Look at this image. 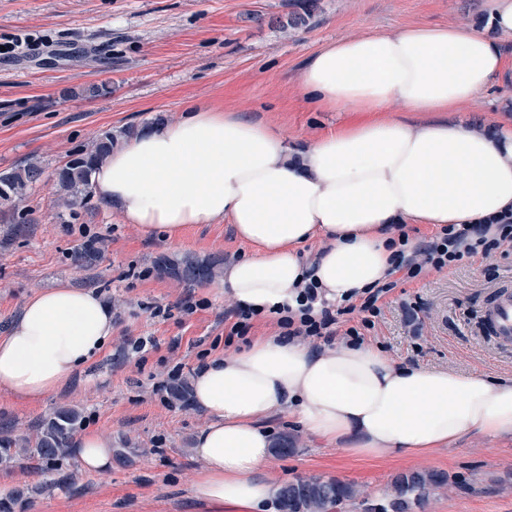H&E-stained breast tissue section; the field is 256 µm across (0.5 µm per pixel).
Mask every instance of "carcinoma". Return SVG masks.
I'll return each instance as SVG.
<instances>
[{"instance_id":"carcinoma-1","label":"carcinoma","mask_w":512,"mask_h":512,"mask_svg":"<svg viewBox=\"0 0 512 512\" xmlns=\"http://www.w3.org/2000/svg\"><path fill=\"white\" fill-rule=\"evenodd\" d=\"M118 144V135L105 130L89 145L73 148L66 161L56 169V184L60 189L58 201L65 209L88 200L92 195V175ZM44 173L37 162L0 173V204L14 207L22 201L27 191L36 185ZM98 239L90 237L73 252L72 262L83 261L97 251ZM218 263L210 259L185 257L170 259L162 256L155 262V270L161 275L183 281L211 280L217 275ZM79 418L78 410L63 407L34 438L13 441L0 439V462H7L18 455L37 456L54 460L67 454L71 445V431ZM448 477L434 472H413L397 476L391 490L380 501L381 512H410L425 501L431 492L446 484ZM282 512H334L335 509L355 501L352 485L337 480L320 478L301 479L278 490Z\"/></svg>"}]
</instances>
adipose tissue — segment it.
<instances>
[{"instance_id": "obj_1", "label": "adipose tissue", "mask_w": 512, "mask_h": 512, "mask_svg": "<svg viewBox=\"0 0 512 512\" xmlns=\"http://www.w3.org/2000/svg\"><path fill=\"white\" fill-rule=\"evenodd\" d=\"M512 0H491L486 30L469 23L371 31L308 60L301 89L328 112H374L292 148L268 125L203 108L156 125L96 169L92 190L144 235L176 244L186 225L226 221L251 248L224 267L221 292L267 314L294 305L314 280L328 301L384 281L393 224H476L512 212V123L480 131L459 122L411 124L403 112H451L477 103L505 68ZM323 247L313 264L299 249ZM112 335V311L88 289L36 293L0 336V386L38 402L84 371ZM193 403L208 422L196 437L206 462L196 498L256 512L271 486L266 418L289 415L354 455H428L478 432L512 437V383L483 374L401 366L367 345L259 336L243 352L207 360ZM81 469L112 467L99 431L75 440Z\"/></svg>"}]
</instances>
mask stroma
<instances>
[{
	"instance_id": "stroma-1",
	"label": "stroma",
	"mask_w": 512,
	"mask_h": 512,
	"mask_svg": "<svg viewBox=\"0 0 512 512\" xmlns=\"http://www.w3.org/2000/svg\"><path fill=\"white\" fill-rule=\"evenodd\" d=\"M299 0H0V43L31 37L33 47L0 58V172L36 160L39 183L17 208L0 206V334L33 294L61 283L99 293L112 309V337L84 372L42 401L30 403L0 387V437H34L61 407L82 414L81 424L112 440V470L81 472L75 455L55 464L18 456L0 464V497L22 493L27 512H227L226 504L193 496L204 468L194 442L206 417L193 405L163 403L154 394L175 364L192 379L205 349L224 347L227 296L160 276L158 256L187 254L228 262L249 254L227 222L189 225L177 247L143 236L99 199L57 204L53 173L74 147L105 130L137 131L180 121L200 107L232 111L279 132L301 147L337 128L374 120L371 112H323L301 93L308 58L328 43L371 29L469 23L483 27L490 0H318L305 24L288 25ZM508 67L493 92L456 112H409L406 120L465 121L484 129L512 120V36L501 39ZM111 81L112 91L86 96ZM28 223L16 234L17 214ZM98 238V253L76 267L79 227ZM148 278H139V271ZM512 285V248L490 266L462 265L393 290L384 315L365 344L397 364L424 365L512 379V347L498 346L480 330L483 308ZM208 298L209 309L180 312L185 297ZM170 309L167 317L155 308ZM152 336L158 350L145 359L125 353V339ZM273 451L259 476L273 487L308 478L352 484L360 503L383 497L402 473L444 472L412 512H512V437L464 434L452 446L425 456L360 458L329 446L294 420L272 421Z\"/></svg>"
}]
</instances>
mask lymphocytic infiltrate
<instances>
[{"mask_svg": "<svg viewBox=\"0 0 512 512\" xmlns=\"http://www.w3.org/2000/svg\"><path fill=\"white\" fill-rule=\"evenodd\" d=\"M390 239L393 278L363 289L359 298L338 303L324 301L315 283L300 286L297 311L277 315L280 335L304 340L344 344L360 342L363 331L373 330L382 316L381 302L400 282L419 278L426 270L441 271L462 261L489 262L505 246L512 245V216L484 224H443L429 239L414 244L404 225L394 227Z\"/></svg>", "mask_w": 512, "mask_h": 512, "instance_id": "1", "label": "lymphocytic infiltrate"}]
</instances>
